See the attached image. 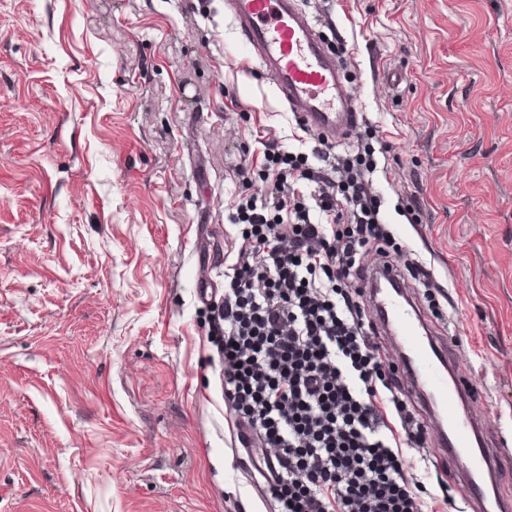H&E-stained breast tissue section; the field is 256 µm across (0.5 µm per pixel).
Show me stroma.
<instances>
[{
	"instance_id": "35a3bbf8",
	"label": "stroma",
	"mask_w": 512,
	"mask_h": 512,
	"mask_svg": "<svg viewBox=\"0 0 512 512\" xmlns=\"http://www.w3.org/2000/svg\"><path fill=\"white\" fill-rule=\"evenodd\" d=\"M299 3L366 115L335 151L371 141L380 218L512 450V0ZM299 134L224 0H0V512H278L201 294L241 169L274 143L319 168ZM404 454L469 512L447 453Z\"/></svg>"
}]
</instances>
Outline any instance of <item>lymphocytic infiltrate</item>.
<instances>
[{
  "instance_id": "1",
  "label": "lymphocytic infiltrate",
  "mask_w": 512,
  "mask_h": 512,
  "mask_svg": "<svg viewBox=\"0 0 512 512\" xmlns=\"http://www.w3.org/2000/svg\"><path fill=\"white\" fill-rule=\"evenodd\" d=\"M319 158L315 171L274 149L263 203L239 200L242 245L218 307L226 410L238 436L264 447L258 464H275L281 512H426L424 478L402 449L425 447L427 427L403 371L381 364L360 260L374 250L400 277L428 273L387 249L372 148ZM294 179L313 193L288 197Z\"/></svg>"
}]
</instances>
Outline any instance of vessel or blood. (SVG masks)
<instances>
[{"instance_id":"vessel-or-blood-1","label":"vessel or blood","mask_w":512,"mask_h":512,"mask_svg":"<svg viewBox=\"0 0 512 512\" xmlns=\"http://www.w3.org/2000/svg\"><path fill=\"white\" fill-rule=\"evenodd\" d=\"M224 9L299 125L334 144L346 140L362 114L317 24L294 0H224ZM370 279L382 284L372 294L376 312L402 351L408 387L434 415V436L463 477L472 512H512V502L495 494L512 455L485 447L486 421L468 413L449 350L438 345L410 293L395 287L394 273L374 267Z\"/></svg>"}]
</instances>
